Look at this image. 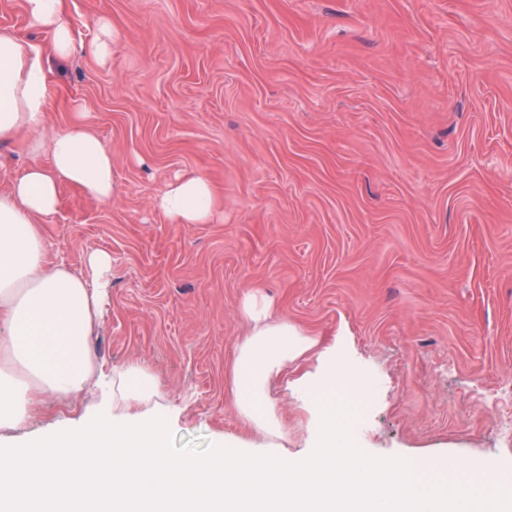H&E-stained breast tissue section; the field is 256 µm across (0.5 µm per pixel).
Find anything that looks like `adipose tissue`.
Instances as JSON below:
<instances>
[{"mask_svg": "<svg viewBox=\"0 0 512 512\" xmlns=\"http://www.w3.org/2000/svg\"><path fill=\"white\" fill-rule=\"evenodd\" d=\"M29 24L48 44L0 29V140L28 134L33 160L0 194V430H17L33 401L65 405L93 383L99 363L87 338L100 319L111 256L91 251L73 273L50 256L43 222L71 184L104 203L120 182L111 150L82 120L48 129L51 63L82 50L107 64L115 34L107 22L79 42L65 0H23ZM156 206L174 224H207L217 213L209 178L194 172L168 183ZM249 326L227 371L237 414L269 441L287 438L268 388L319 341L275 315L260 292L242 297ZM154 374L137 362L113 368L104 412L82 415L56 433L0 450V512H492L512 498L497 463L402 457L367 460L350 443L348 420L326 412L315 450L256 455L218 444L204 458L163 453L171 415ZM480 495H473V486Z\"/></svg>", "mask_w": 512, "mask_h": 512, "instance_id": "adipose-tissue-1", "label": "adipose tissue"}]
</instances>
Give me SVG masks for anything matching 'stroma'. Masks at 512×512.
<instances>
[{
	"label": "stroma",
	"mask_w": 512,
	"mask_h": 512,
	"mask_svg": "<svg viewBox=\"0 0 512 512\" xmlns=\"http://www.w3.org/2000/svg\"><path fill=\"white\" fill-rule=\"evenodd\" d=\"M72 25L117 32L112 64H53L47 125L85 122L112 151L109 203L61 188L43 232L73 272L112 258L90 338L104 371L137 361L174 410L166 451L258 447L225 371L258 288L320 341L270 396L288 450L325 411L355 447L488 460L512 472V0H67ZM206 173L221 213L171 223L167 183ZM363 396L315 401L330 366ZM77 409L44 398L30 430Z\"/></svg>",
	"instance_id": "1"
}]
</instances>
